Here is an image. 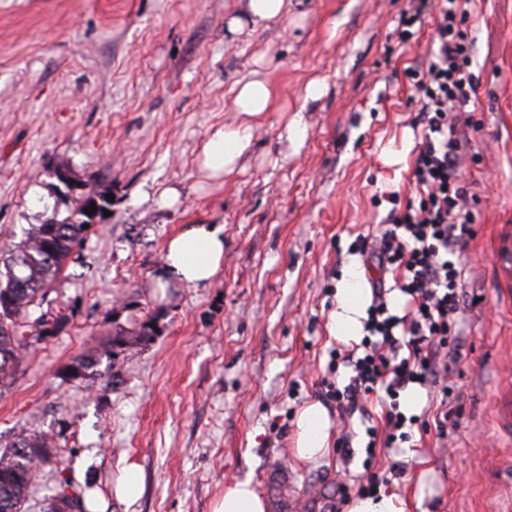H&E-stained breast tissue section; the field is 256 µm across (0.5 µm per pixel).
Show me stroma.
Returning <instances> with one entry per match:
<instances>
[{
  "label": "stroma",
  "mask_w": 512,
  "mask_h": 512,
  "mask_svg": "<svg viewBox=\"0 0 512 512\" xmlns=\"http://www.w3.org/2000/svg\"><path fill=\"white\" fill-rule=\"evenodd\" d=\"M479 78L476 131L461 172L474 221L457 352L461 393L447 438L377 449L383 494L406 512H506L512 507V290L490 251L512 225V0H471ZM420 19L405 26V13ZM245 0H0V248L31 225L68 215L55 177L111 189L110 216L29 309L25 353L0 390V444L52 435L58 456L37 467L23 512H46L61 481L93 488L106 512H212L228 485L263 491L268 468L288 471L300 512L336 498L363 471L364 415L326 409L333 436L353 434L351 461L294 455L295 423L322 399L336 288L348 247L377 234L390 193L415 197L410 173L421 133L408 76L434 36L433 0H288L282 17L240 32ZM265 79L268 112L249 121L251 146L233 171L209 177L202 147L244 121L233 100ZM320 80L317 98L307 96ZM299 128L302 145L287 140ZM480 162H472V154ZM193 224L224 227V262L206 285L167 278L162 255ZM55 323L41 334L42 321ZM154 334L138 335L145 325ZM128 336L92 371L66 365L115 333ZM401 475L391 476L393 464ZM135 465L140 497L113 484Z\"/></svg>",
  "instance_id": "1"
}]
</instances>
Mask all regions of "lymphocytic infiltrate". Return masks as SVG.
I'll list each match as a JSON object with an SVG mask.
<instances>
[{"mask_svg": "<svg viewBox=\"0 0 512 512\" xmlns=\"http://www.w3.org/2000/svg\"><path fill=\"white\" fill-rule=\"evenodd\" d=\"M434 42L425 63L410 78L421 108L416 122L423 143L412 168L418 203L392 210L378 237L360 235L351 252L366 256L380 277L371 279L372 300L364 323L362 354L330 352L328 371L352 373L346 385L324 380L325 396L343 414L362 410L369 395L384 392L383 427L367 428V455L411 442L414 432L448 434L455 389L438 378V358L458 336L463 267L458 248L471 232L473 215L459 166L463 131L471 125L467 106L475 91L472 70L475 41L468 27L469 0H436ZM392 271L394 287L383 274ZM405 298L402 314L393 313L390 290ZM419 386L438 393L439 403L424 418L406 415L400 396Z\"/></svg>", "mask_w": 512, "mask_h": 512, "instance_id": "1", "label": "lymphocytic infiltrate"}]
</instances>
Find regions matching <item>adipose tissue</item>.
<instances>
[{
	"mask_svg": "<svg viewBox=\"0 0 512 512\" xmlns=\"http://www.w3.org/2000/svg\"><path fill=\"white\" fill-rule=\"evenodd\" d=\"M250 136L238 129H217L206 141L203 166L209 177L232 172L245 156ZM224 259V230L211 224H195L173 237L162 257L165 272L190 286L208 283ZM338 309L332 329L339 338L358 336L364 316L363 294L351 282H343L337 292ZM332 422L320 403L307 405L297 419L294 452L298 459L311 460L329 452Z\"/></svg>",
	"mask_w": 512,
	"mask_h": 512,
	"instance_id": "ef3b65f1",
	"label": "adipose tissue"
}]
</instances>
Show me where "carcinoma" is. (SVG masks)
<instances>
[{
  "label": "carcinoma",
  "instance_id": "1",
  "mask_svg": "<svg viewBox=\"0 0 512 512\" xmlns=\"http://www.w3.org/2000/svg\"><path fill=\"white\" fill-rule=\"evenodd\" d=\"M110 189L90 191L62 220L37 224L8 250L6 272L0 271V390L11 386L27 347L26 314L44 299L67 266L75 249L93 227L86 210L98 203L112 207ZM89 352L66 367L75 379L86 377L92 362ZM57 455L55 439L47 434L19 437L0 448V512H22L34 468ZM80 497L63 492L53 498L50 512H80Z\"/></svg>",
  "mask_w": 512,
  "mask_h": 512
}]
</instances>
